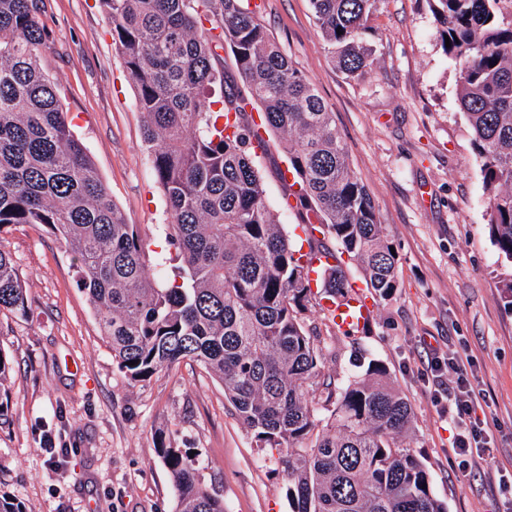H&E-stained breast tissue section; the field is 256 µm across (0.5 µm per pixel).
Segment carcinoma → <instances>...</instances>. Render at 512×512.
Wrapping results in <instances>:
<instances>
[{
    "label": "carcinoma",
    "mask_w": 512,
    "mask_h": 512,
    "mask_svg": "<svg viewBox=\"0 0 512 512\" xmlns=\"http://www.w3.org/2000/svg\"><path fill=\"white\" fill-rule=\"evenodd\" d=\"M99 2L136 89L169 216L173 277L161 286L151 279L137 226L111 200L43 74L37 50L47 35L34 0H0V228L40 225L74 255L79 285L131 383L185 360L221 381L256 446L278 450L289 512H447L405 443L412 409L386 367L371 361L342 388L317 380L319 333L303 314L312 303L334 321L322 301L350 288L340 255L362 267L375 299L398 288V257L333 113L249 0ZM310 2L337 67L347 75L370 68L375 50L364 33L377 0ZM427 3L458 67L489 234L512 262V0ZM224 48L246 96L227 84ZM269 133L293 176L278 172L306 253L267 201L252 143L265 147ZM316 251L335 264L312 270ZM0 310L26 313L25 288L2 250ZM316 399L333 405L327 417L314 413ZM155 450L176 512H224L190 449L160 429Z\"/></svg>",
    "instance_id": "obj_1"
}]
</instances>
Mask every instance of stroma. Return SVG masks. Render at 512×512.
<instances>
[{
	"label": "stroma",
	"instance_id": "35a3bbf8",
	"mask_svg": "<svg viewBox=\"0 0 512 512\" xmlns=\"http://www.w3.org/2000/svg\"><path fill=\"white\" fill-rule=\"evenodd\" d=\"M260 21L334 114L350 166L365 185L398 255L396 292L379 301L366 331L325 327L317 307L321 379L343 386L370 360L388 369L414 413L410 445L423 457L448 512H506L512 506V310L501 299L512 263L488 233L480 160L457 101L458 69L443 51L426 0H378L366 38L375 62L347 76L333 62L310 0H257ZM49 33L41 68L58 85L73 131L88 148L112 200L149 246L159 280L171 274L165 198L142 139L135 87L98 0H39ZM259 163L267 200L292 240L303 236L282 204L270 146ZM26 290L27 312H0V496L25 512H175L171 475L154 432L196 450L205 484L224 512H288L285 476L269 449L224 398V387L183 361L131 384L112 359L78 283L73 258L44 228L0 229ZM471 362L493 459L460 469L451 458V372L435 358ZM68 454L52 459L45 439Z\"/></svg>",
	"mask_w": 512,
	"mask_h": 512
}]
</instances>
